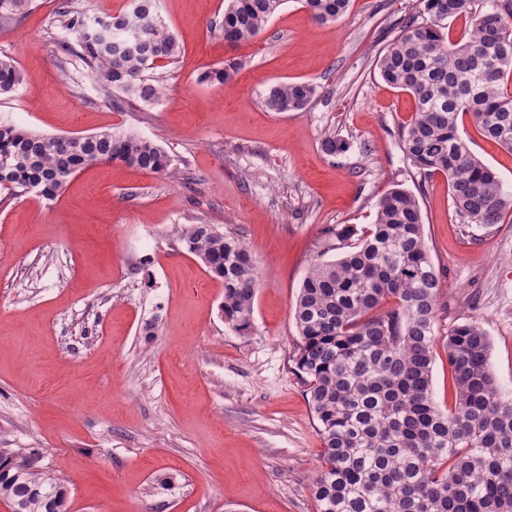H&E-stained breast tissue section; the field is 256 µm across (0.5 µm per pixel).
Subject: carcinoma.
I'll use <instances>...</instances> for the list:
<instances>
[{
  "label": "carcinoma",
  "mask_w": 512,
  "mask_h": 512,
  "mask_svg": "<svg viewBox=\"0 0 512 512\" xmlns=\"http://www.w3.org/2000/svg\"><path fill=\"white\" fill-rule=\"evenodd\" d=\"M282 0H228L221 30L237 44L256 37ZM320 24L336 21L351 0H301ZM401 22L377 65L390 86L412 93L417 112L399 135L421 174L439 171L464 224L490 227L512 212V194L462 140L457 119L469 112L483 135L512 151V0H420ZM31 0H0V19L28 11ZM63 41L104 91L153 103L162 84L153 76L180 45L158 16L157 0H133L110 17L91 18L62 0ZM463 18L459 40L448 22ZM240 64L206 71L201 80L224 84ZM23 82L0 59V95ZM316 94L303 81L271 86L272 112H301ZM0 189H27L52 200L83 167L118 163L163 173L171 159L155 141L104 131L45 136L0 122ZM188 253L224 281V321L251 327L257 273L249 253L211 224L180 233ZM441 275L424 236L416 196L393 188L376 203L375 224L354 250L317 259L294 310L300 339L295 364L320 423L322 473L313 486L318 512H512V398L489 366L491 343L475 322L448 334L455 400L441 411L432 398L434 325ZM393 298L396 306L380 310ZM35 448H0V499L18 512H66L64 486Z\"/></svg>",
  "instance_id": "obj_1"
}]
</instances>
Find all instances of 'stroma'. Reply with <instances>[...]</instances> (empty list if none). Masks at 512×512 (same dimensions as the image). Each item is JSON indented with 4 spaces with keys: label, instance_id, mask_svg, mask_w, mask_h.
I'll return each instance as SVG.
<instances>
[{
    "label": "stroma",
    "instance_id": "1",
    "mask_svg": "<svg viewBox=\"0 0 512 512\" xmlns=\"http://www.w3.org/2000/svg\"><path fill=\"white\" fill-rule=\"evenodd\" d=\"M61 0H33L0 23V58L24 80L0 98V120L49 136L112 131L157 142L166 175L96 162L60 196L0 191V448H38L69 512H318L312 494L323 448L294 357V307L317 258L335 260L375 222L389 189L419 202L442 274L432 397L454 403L445 340L475 321L490 368L512 396V218L461 223L442 173L424 177L404 155L412 94L388 86L378 58L419 0H352L318 24L284 0L253 39L214 30L224 0H159L180 42L157 69V102L106 94L59 43ZM225 85L202 74L226 60ZM281 81L316 95L302 112H272ZM469 148L512 193V151L458 116ZM336 135L346 152L330 156ZM214 225L259 272L251 328L220 310L224 284L183 248L179 232Z\"/></svg>",
    "mask_w": 512,
    "mask_h": 512
}]
</instances>
